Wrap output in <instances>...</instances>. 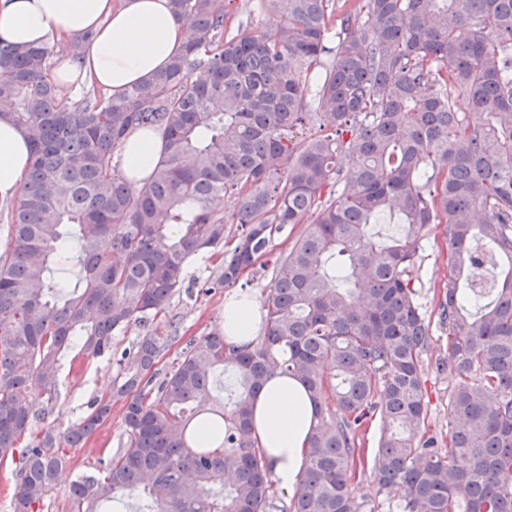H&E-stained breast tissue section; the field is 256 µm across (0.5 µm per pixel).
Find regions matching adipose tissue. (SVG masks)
<instances>
[{"instance_id":"obj_1","label":"adipose tissue","mask_w":512,"mask_h":512,"mask_svg":"<svg viewBox=\"0 0 512 512\" xmlns=\"http://www.w3.org/2000/svg\"><path fill=\"white\" fill-rule=\"evenodd\" d=\"M83 39L77 56H63L49 75L60 98L78 85H95L118 95L163 69L190 38L168 0H0V39L47 47ZM163 148L159 133L137 130L124 141L121 169L134 184L147 181ZM31 163L23 129L0 118V201L20 195ZM266 312L253 294L238 292L224 302L221 330L226 349L257 344ZM256 449L283 488L294 486L307 463L313 406L302 386L285 375L268 378L251 401Z\"/></svg>"}]
</instances>
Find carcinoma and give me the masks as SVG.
I'll use <instances>...</instances> for the list:
<instances>
[{"instance_id":"1","label":"carcinoma","mask_w":512,"mask_h":512,"mask_svg":"<svg viewBox=\"0 0 512 512\" xmlns=\"http://www.w3.org/2000/svg\"><path fill=\"white\" fill-rule=\"evenodd\" d=\"M170 5L192 40L120 96L62 104L48 49L0 41V102L32 145L0 255V464L15 463L13 512H43L63 444L91 437L118 403L125 448L74 481L71 512L141 492L154 512H365L359 445L377 417L386 512H512V0H352L339 14L336 0H261L273 40L259 26L229 34L226 0ZM312 116L330 133L296 138ZM134 128L163 139L139 187L119 161ZM229 194L238 209L226 218ZM384 215L400 225L385 240L373 232ZM431 224L445 225L451 271L438 303L448 353L437 370L455 378L444 448L422 433L432 338L414 274ZM285 232L263 340L230 352L215 330L156 369L166 340L152 324L175 295L235 284ZM72 242L80 274L67 290L51 263ZM205 255L219 263L186 284ZM133 320L143 332L113 351ZM74 344L117 371L62 434L45 419ZM227 368L237 391L224 403L212 387ZM276 372L316 408L287 506L250 422Z\"/></svg>"}]
</instances>
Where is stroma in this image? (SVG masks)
Instances as JSON below:
<instances>
[{
    "label": "stroma",
    "instance_id": "35a3bbf8",
    "mask_svg": "<svg viewBox=\"0 0 512 512\" xmlns=\"http://www.w3.org/2000/svg\"><path fill=\"white\" fill-rule=\"evenodd\" d=\"M448 241L442 227L427 231L420 254V268L415 286L425 311H433L440 296L446 292L450 269ZM271 277L269 265L250 268L232 288H221L209 294L177 295L165 314L159 315L154 325L168 343L158 363L161 371L171 370L182 351L193 340L220 327L224 314V300L232 291L262 294ZM448 334L440 325L432 327V344L424 357L427 371L424 377L428 416L425 421L429 434L444 438L448 435V395L454 386L453 378L437 372L435 361L444 356ZM115 369L108 359L81 362L74 351H67L61 359L57 381V396L52 404L50 422L59 430L78 423L89 411L92 399L102 396L112 385ZM125 440L120 410H113L111 419L84 444L69 448V464L60 472L49 491L43 512H70L71 485L80 474L94 472L100 462L109 460Z\"/></svg>",
    "mask_w": 512,
    "mask_h": 512
}]
</instances>
